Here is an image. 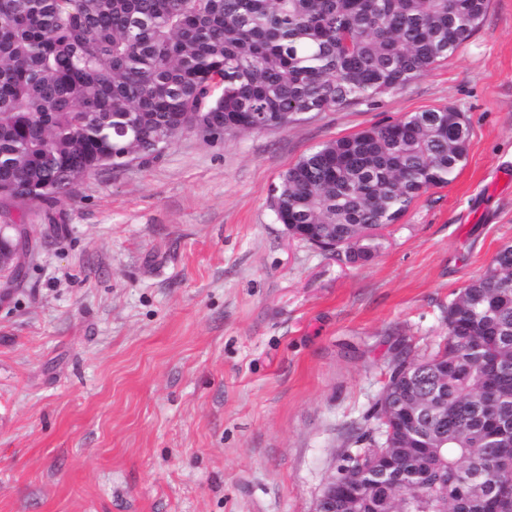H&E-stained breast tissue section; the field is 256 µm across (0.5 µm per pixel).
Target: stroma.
<instances>
[{"mask_svg":"<svg viewBox=\"0 0 512 512\" xmlns=\"http://www.w3.org/2000/svg\"><path fill=\"white\" fill-rule=\"evenodd\" d=\"M465 165L350 264L291 237L270 190L328 141L429 108ZM512 0L403 90L158 159L32 208L38 252L0 300V512H315L402 353L512 244ZM63 234L44 239L51 222Z\"/></svg>","mask_w":512,"mask_h":512,"instance_id":"stroma-1","label":"stroma"}]
</instances>
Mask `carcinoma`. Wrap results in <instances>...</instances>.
I'll return each instance as SVG.
<instances>
[{"label": "carcinoma", "instance_id": "carcinoma-1", "mask_svg": "<svg viewBox=\"0 0 512 512\" xmlns=\"http://www.w3.org/2000/svg\"><path fill=\"white\" fill-rule=\"evenodd\" d=\"M490 0H0V197L49 202L102 166L205 139L279 129L404 89L456 53ZM462 113L425 109L326 142L271 190L280 224L347 262L447 185L466 160ZM448 340L396 361L377 403L379 437L345 458L355 505L326 512H512V245L448 303ZM498 359L501 374L486 370ZM427 439L424 454L415 441Z\"/></svg>", "mask_w": 512, "mask_h": 512}]
</instances>
